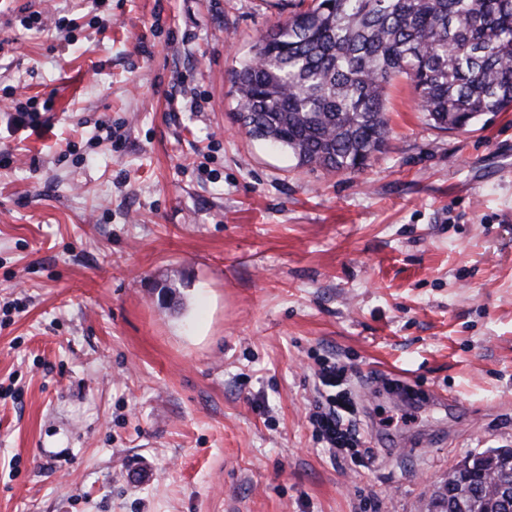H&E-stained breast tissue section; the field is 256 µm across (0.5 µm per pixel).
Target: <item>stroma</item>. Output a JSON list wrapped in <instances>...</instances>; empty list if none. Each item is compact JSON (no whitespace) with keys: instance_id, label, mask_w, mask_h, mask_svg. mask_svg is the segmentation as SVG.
I'll return each instance as SVG.
<instances>
[{"instance_id":"35a3bbf8","label":"stroma","mask_w":512,"mask_h":512,"mask_svg":"<svg viewBox=\"0 0 512 512\" xmlns=\"http://www.w3.org/2000/svg\"><path fill=\"white\" fill-rule=\"evenodd\" d=\"M299 8L0 0V512H432L512 448V111L401 79L368 168L297 167L230 73ZM328 357L368 467L309 422Z\"/></svg>"}]
</instances>
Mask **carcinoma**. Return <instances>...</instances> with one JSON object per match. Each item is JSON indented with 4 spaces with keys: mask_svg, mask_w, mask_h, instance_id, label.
Returning a JSON list of instances; mask_svg holds the SVG:
<instances>
[{
    "mask_svg": "<svg viewBox=\"0 0 512 512\" xmlns=\"http://www.w3.org/2000/svg\"><path fill=\"white\" fill-rule=\"evenodd\" d=\"M405 78L442 130L512 109V0H312L270 28L231 72L246 133L332 174L364 170L390 137L387 90ZM484 491L468 512H512L507 456L456 470Z\"/></svg>",
    "mask_w": 512,
    "mask_h": 512,
    "instance_id": "cac0c4a2",
    "label": "carcinoma"
}]
</instances>
